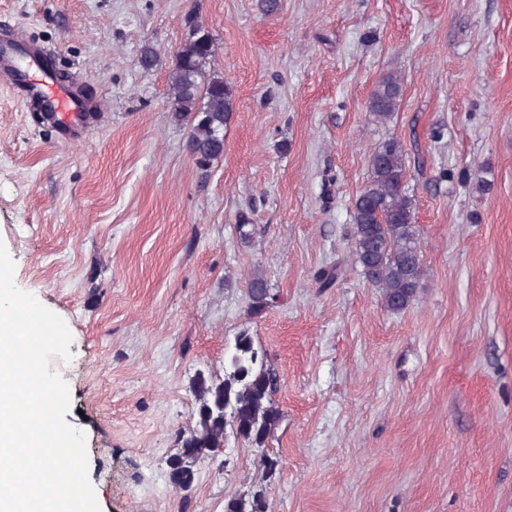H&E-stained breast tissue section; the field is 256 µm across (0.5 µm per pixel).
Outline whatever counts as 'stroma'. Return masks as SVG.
Wrapping results in <instances>:
<instances>
[{
  "mask_svg": "<svg viewBox=\"0 0 512 512\" xmlns=\"http://www.w3.org/2000/svg\"><path fill=\"white\" fill-rule=\"evenodd\" d=\"M192 11L234 97L205 176L167 95ZM10 32L95 114L66 136L0 88V241L18 287L72 333L71 360L50 368L101 512H178L185 497L224 512L258 482L233 438L190 493L167 473L194 375L223 373L243 332L281 378L269 512H512V0H0ZM389 74L401 95L381 123L369 99ZM388 138L425 161L407 187L426 276L400 313L350 237ZM331 263L343 272L319 290ZM255 270L276 296L258 318Z\"/></svg>",
  "mask_w": 512,
  "mask_h": 512,
  "instance_id": "35a3bbf8",
  "label": "stroma"
}]
</instances>
